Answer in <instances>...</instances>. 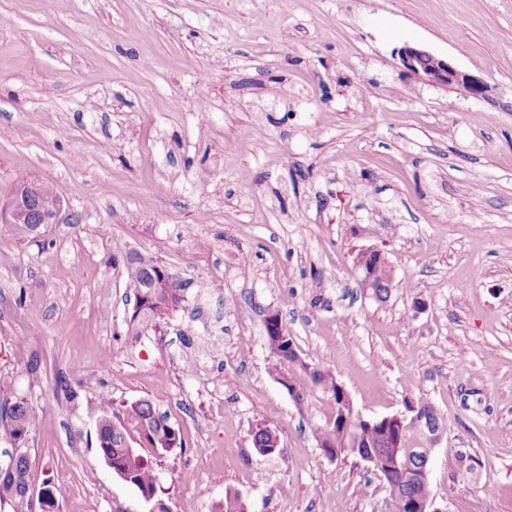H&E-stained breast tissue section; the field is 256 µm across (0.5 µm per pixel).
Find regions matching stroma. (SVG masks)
I'll return each mask as SVG.
<instances>
[{"instance_id":"stroma-1","label":"stroma","mask_w":512,"mask_h":512,"mask_svg":"<svg viewBox=\"0 0 512 512\" xmlns=\"http://www.w3.org/2000/svg\"><path fill=\"white\" fill-rule=\"evenodd\" d=\"M408 43L487 94L405 71ZM23 178L63 212L0 223V374L38 414L28 482L55 512H214L228 488L248 512H380L364 463L315 441L336 406L306 363L365 417L435 407L441 512H512V0H0V205ZM142 261L185 301L138 334ZM273 314L300 363L277 365ZM104 399L184 439L152 502L99 454ZM356 271L360 274L359 275V283L361 288L364 289L366 294H369L370 297H374V289L376 291V294L379 297V301L381 303H384L386 299L383 297L385 294L387 296L389 288L387 286L389 285V281L391 278L390 269L388 268L387 264L384 262L377 263V257L372 256L370 259L366 262V267L369 273L373 275V283L376 288H374L372 284V277L367 274V272L364 269V263H358L356 260Z\"/></svg>"}]
</instances>
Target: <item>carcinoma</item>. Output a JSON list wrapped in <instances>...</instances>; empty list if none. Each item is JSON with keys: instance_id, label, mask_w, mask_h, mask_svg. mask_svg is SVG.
<instances>
[{"instance_id": "obj_1", "label": "carcinoma", "mask_w": 512, "mask_h": 512, "mask_svg": "<svg viewBox=\"0 0 512 512\" xmlns=\"http://www.w3.org/2000/svg\"><path fill=\"white\" fill-rule=\"evenodd\" d=\"M366 267L373 275L379 301L385 302L384 295L388 294L391 278L390 269L387 264L377 262L375 256L367 260ZM149 281L150 276L145 267L140 264L129 267L128 286L133 289L135 295L147 292ZM182 301V289L174 288L171 301H162L152 307L153 324L165 322ZM266 339L268 345L277 346L275 367L278 368L286 362L299 363L313 382L334 398L337 415L333 423L315 430L316 441L327 447L330 457H352L362 461L372 452L378 456L420 460L418 429L407 427L401 432L393 422L370 428L357 420H344V416L351 415V404L343 399L336 378L322 366L311 367L303 361H298L297 356L290 350L292 338L288 336L276 315L266 319ZM10 384L9 379L0 378V429L13 447L20 448L26 443V440L22 439L23 431L33 428L37 415L25 400L8 393ZM154 413L156 409L148 400H139L131 404L128 410V415L133 419L140 436L151 448L149 455H143L138 451L132 454L122 447L124 440L128 439V433L117 412L112 410L111 402L101 403V415L97 422L99 451L110 455L113 465L122 468L130 477L131 485L140 492L156 493L160 490L155 460L168 453V445L173 435V431L166 427L167 419L161 415L156 417ZM250 436L253 447L259 453L273 455L281 452V448L269 445L270 437L266 425H255ZM28 468V457L23 454L18 459L17 476H5L0 472V504H9L12 512H34L33 501L26 492ZM390 494V512H409L408 505L411 501L424 500L432 496L430 477L413 480L403 472H395L390 478ZM216 512H241L239 493L231 489L225 490L224 501L216 506Z\"/></svg>"}]
</instances>
